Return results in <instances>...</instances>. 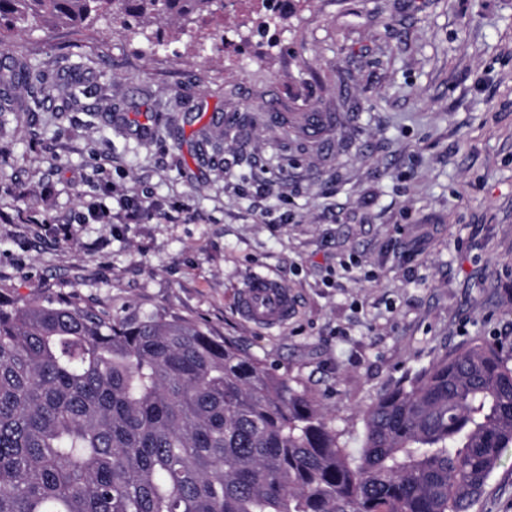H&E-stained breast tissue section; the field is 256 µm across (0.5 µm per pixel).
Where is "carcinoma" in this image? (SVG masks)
<instances>
[{
    "instance_id": "carcinoma-1",
    "label": "carcinoma",
    "mask_w": 512,
    "mask_h": 512,
    "mask_svg": "<svg viewBox=\"0 0 512 512\" xmlns=\"http://www.w3.org/2000/svg\"><path fill=\"white\" fill-rule=\"evenodd\" d=\"M224 0H0L39 21L204 24ZM31 78L14 58L0 84ZM351 451L305 394L199 324L0 300V512H471L512 447V347L380 395Z\"/></svg>"
}]
</instances>
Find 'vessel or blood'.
<instances>
[{"mask_svg": "<svg viewBox=\"0 0 512 512\" xmlns=\"http://www.w3.org/2000/svg\"><path fill=\"white\" fill-rule=\"evenodd\" d=\"M236 309L243 320L260 329L284 327L294 311L287 288L269 272L251 271L235 290Z\"/></svg>", "mask_w": 512, "mask_h": 512, "instance_id": "obj_1", "label": "vessel or blood"}]
</instances>
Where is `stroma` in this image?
Instances as JSON below:
<instances>
[{"label":"stroma","instance_id":"stroma-1","mask_svg":"<svg viewBox=\"0 0 512 512\" xmlns=\"http://www.w3.org/2000/svg\"><path fill=\"white\" fill-rule=\"evenodd\" d=\"M213 25L11 38L34 81L0 121V296L202 324L356 447L365 410L463 344L512 345V0H230ZM325 121L297 129L302 113ZM251 116L238 136L219 117ZM143 201L135 224L79 223ZM296 300L241 320L243 275ZM472 512H512V448ZM236 309L243 320L260 329L284 327L294 311L292 296L269 272L251 271L235 290Z\"/></svg>","mask_w":512,"mask_h":512}]
</instances>
